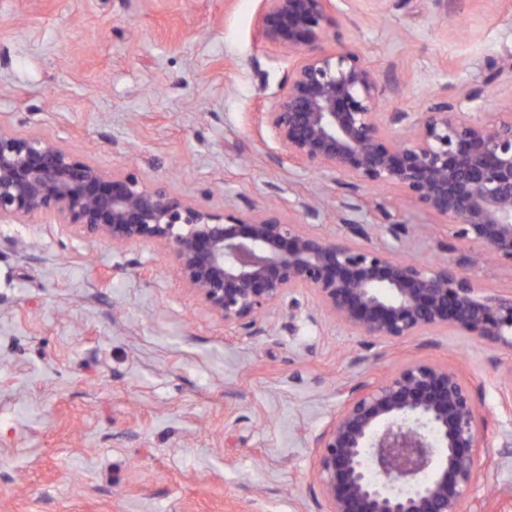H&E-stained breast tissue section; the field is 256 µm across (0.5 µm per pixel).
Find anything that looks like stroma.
Here are the masks:
<instances>
[{
	"mask_svg": "<svg viewBox=\"0 0 512 512\" xmlns=\"http://www.w3.org/2000/svg\"><path fill=\"white\" fill-rule=\"evenodd\" d=\"M264 0H0V129L41 136L105 174L134 172L214 213L267 203L340 237L332 175L289 168L260 121L295 54L261 39ZM327 49L351 47L386 111L512 63V0H331ZM483 85V84H482ZM373 202L419 229L405 257L465 255L444 218L391 188ZM224 330L152 243H89L41 217L0 223V512H317L311 440L341 390L426 362L469 386L492 463L476 492L512 512V349L451 333L368 346L316 310Z\"/></svg>",
	"mask_w": 512,
	"mask_h": 512,
	"instance_id": "obj_1",
	"label": "stroma"
}]
</instances>
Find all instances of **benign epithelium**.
Returning a JSON list of instances; mask_svg holds the SVG:
<instances>
[{
  "label": "benign epithelium",
  "mask_w": 512,
  "mask_h": 512,
  "mask_svg": "<svg viewBox=\"0 0 512 512\" xmlns=\"http://www.w3.org/2000/svg\"><path fill=\"white\" fill-rule=\"evenodd\" d=\"M261 36L298 55L264 115L288 165L400 190L456 227L455 236L512 264V111L466 116L439 91L421 112L382 110L386 88L360 52L324 42L330 0H266ZM378 222L340 219L338 239L276 208L217 215L133 173L107 175L56 143L0 129V223L47 215L88 241L153 243L224 327L262 333L260 317L311 291L316 307L375 342L455 332L512 348V294L487 296L462 268L395 252L408 225L375 204ZM393 245H370L371 235ZM312 438L324 512H472L489 453L471 390L456 373L406 364L358 383Z\"/></svg>",
  "instance_id": "obj_1"
}]
</instances>
